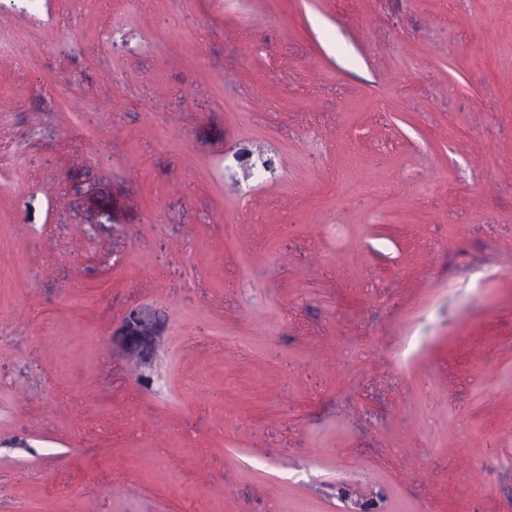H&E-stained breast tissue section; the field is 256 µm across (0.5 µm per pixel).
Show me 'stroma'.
<instances>
[{
    "instance_id": "obj_1",
    "label": "stroma",
    "mask_w": 512,
    "mask_h": 512,
    "mask_svg": "<svg viewBox=\"0 0 512 512\" xmlns=\"http://www.w3.org/2000/svg\"><path fill=\"white\" fill-rule=\"evenodd\" d=\"M0 148V512H512V0H13ZM254 152L250 149H242L233 155L234 161L240 165V168L247 172H252L255 168L260 167L264 172L272 173L275 168L274 159L263 153H257L254 158ZM161 336L149 313L136 310L126 323L123 343L144 363L151 364Z\"/></svg>"
}]
</instances>
